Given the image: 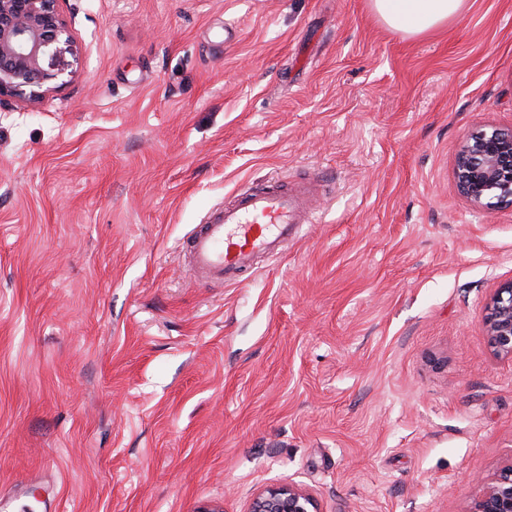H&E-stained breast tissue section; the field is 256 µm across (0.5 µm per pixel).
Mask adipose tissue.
Returning <instances> with one entry per match:
<instances>
[{"mask_svg": "<svg viewBox=\"0 0 512 512\" xmlns=\"http://www.w3.org/2000/svg\"><path fill=\"white\" fill-rule=\"evenodd\" d=\"M376 18L412 37L442 27L462 13L467 0H369Z\"/></svg>", "mask_w": 512, "mask_h": 512, "instance_id": "adipose-tissue-1", "label": "adipose tissue"}]
</instances>
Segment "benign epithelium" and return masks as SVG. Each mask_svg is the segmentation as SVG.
<instances>
[{
  "label": "benign epithelium",
  "mask_w": 512,
  "mask_h": 512,
  "mask_svg": "<svg viewBox=\"0 0 512 512\" xmlns=\"http://www.w3.org/2000/svg\"><path fill=\"white\" fill-rule=\"evenodd\" d=\"M57 0H0V97L39 103L51 88L73 77L81 48L56 7ZM461 195L492 211L512 206V127H489L466 136L454 163ZM493 354L512 360V281L496 289L485 318ZM247 512H319L315 497L301 484L266 485ZM471 512H512V465L486 483Z\"/></svg>",
  "instance_id": "7a95c632"
}]
</instances>
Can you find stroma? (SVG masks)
Instances as JSON below:
<instances>
[{
	"label": "stroma",
	"instance_id": "1",
	"mask_svg": "<svg viewBox=\"0 0 512 512\" xmlns=\"http://www.w3.org/2000/svg\"><path fill=\"white\" fill-rule=\"evenodd\" d=\"M82 53L0 98V512H469L512 463L483 325L512 206L458 192L512 126V0L405 37L367 0H58ZM232 36H225V24ZM310 176L319 220L239 282L180 244ZM247 512H320L315 497L301 484L289 480L266 485Z\"/></svg>",
	"mask_w": 512,
	"mask_h": 512
}]
</instances>
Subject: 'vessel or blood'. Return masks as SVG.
I'll return each mask as SVG.
<instances>
[{"instance_id":"obj_1","label":"vessel or blood","mask_w":512,"mask_h":512,"mask_svg":"<svg viewBox=\"0 0 512 512\" xmlns=\"http://www.w3.org/2000/svg\"><path fill=\"white\" fill-rule=\"evenodd\" d=\"M314 184L275 182L242 190L211 212L185 243L196 277L232 283L263 255L281 254L299 225L314 219Z\"/></svg>"}]
</instances>
